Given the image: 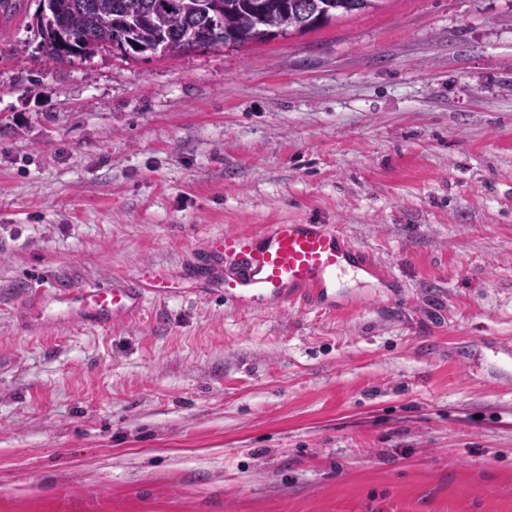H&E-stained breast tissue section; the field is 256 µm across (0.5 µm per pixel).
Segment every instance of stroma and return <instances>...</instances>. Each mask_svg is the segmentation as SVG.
I'll use <instances>...</instances> for the list:
<instances>
[{"instance_id":"1","label":"stroma","mask_w":512,"mask_h":512,"mask_svg":"<svg viewBox=\"0 0 512 512\" xmlns=\"http://www.w3.org/2000/svg\"><path fill=\"white\" fill-rule=\"evenodd\" d=\"M0 22V512H512V0L48 61ZM328 224L333 312L180 295L109 329L37 288Z\"/></svg>"}]
</instances>
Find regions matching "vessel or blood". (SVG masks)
<instances>
[{
    "label": "vessel or blood",
    "instance_id": "vessel-or-blood-1",
    "mask_svg": "<svg viewBox=\"0 0 512 512\" xmlns=\"http://www.w3.org/2000/svg\"><path fill=\"white\" fill-rule=\"evenodd\" d=\"M207 250L217 271L200 274V292L221 296L238 309H280L288 305L332 311L336 282L346 274L370 277L362 252L325 224H268L211 238ZM166 272L147 269L105 283L42 288L24 304L26 319L108 328L137 317L147 301L172 294Z\"/></svg>",
    "mask_w": 512,
    "mask_h": 512
}]
</instances>
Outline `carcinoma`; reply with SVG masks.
Wrapping results in <instances>:
<instances>
[{
	"label": "carcinoma",
	"mask_w": 512,
	"mask_h": 512,
	"mask_svg": "<svg viewBox=\"0 0 512 512\" xmlns=\"http://www.w3.org/2000/svg\"><path fill=\"white\" fill-rule=\"evenodd\" d=\"M381 0H39L37 30L45 59L92 58L117 50L178 56L241 48L306 33Z\"/></svg>",
	"instance_id": "obj_1"
}]
</instances>
